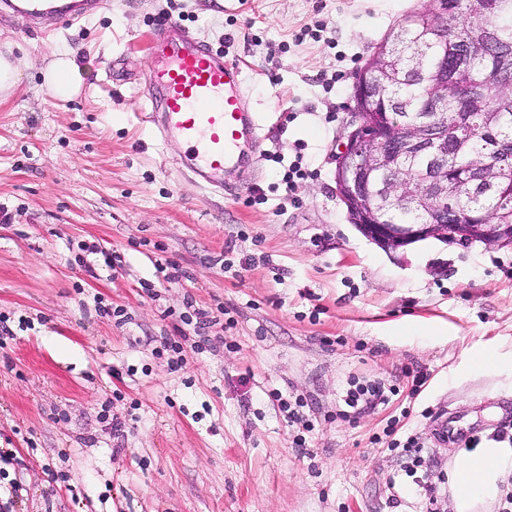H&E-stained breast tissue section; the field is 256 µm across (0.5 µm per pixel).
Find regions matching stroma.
<instances>
[{"mask_svg":"<svg viewBox=\"0 0 512 512\" xmlns=\"http://www.w3.org/2000/svg\"><path fill=\"white\" fill-rule=\"evenodd\" d=\"M422 4L100 0L51 31L0 6V49L25 58L0 104V448L17 512H453L440 479L465 442L512 436V249L389 254L334 192L357 74ZM169 19L241 67L263 115L255 166L224 192L183 173L146 107ZM54 47L80 57L68 102L43 87ZM296 161L308 175L289 195ZM203 312L202 349L173 366L165 340ZM355 380L398 392L344 419ZM298 397L304 434L285 406ZM390 429L420 437L436 506L400 474Z\"/></svg>","mask_w":512,"mask_h":512,"instance_id":"stroma-1","label":"stroma"}]
</instances>
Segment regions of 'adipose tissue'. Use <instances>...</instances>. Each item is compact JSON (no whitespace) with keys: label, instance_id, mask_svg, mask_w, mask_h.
<instances>
[{"label":"adipose tissue","instance_id":"obj_1","mask_svg":"<svg viewBox=\"0 0 512 512\" xmlns=\"http://www.w3.org/2000/svg\"><path fill=\"white\" fill-rule=\"evenodd\" d=\"M43 84L55 98L68 100L82 88L76 52L51 50L44 57ZM512 476V448L489 441L473 452L459 456L448 470V487L454 512H473L477 502L498 498Z\"/></svg>","mask_w":512,"mask_h":512}]
</instances>
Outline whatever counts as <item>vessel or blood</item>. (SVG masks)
Instances as JSON below:
<instances>
[{"mask_svg":"<svg viewBox=\"0 0 512 512\" xmlns=\"http://www.w3.org/2000/svg\"><path fill=\"white\" fill-rule=\"evenodd\" d=\"M6 4L27 18L57 25L91 12L96 0ZM152 49L159 63L148 71L145 87L158 133L186 146L180 164L201 189L223 190L225 170L243 163V145L256 149L262 142L239 66L176 20L157 28Z\"/></svg>","mask_w":512,"mask_h":512,"instance_id":"obj_1","label":"vessel or blood"}]
</instances>
